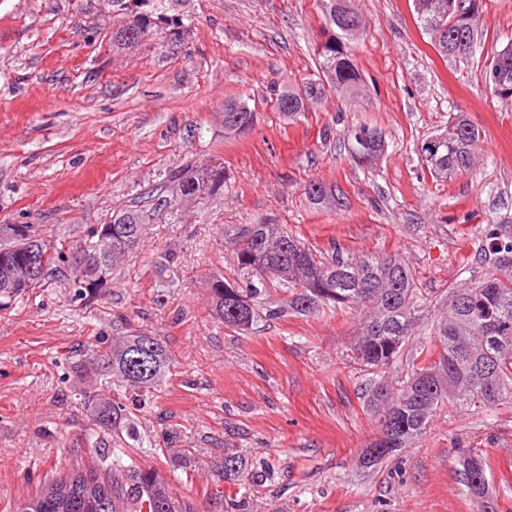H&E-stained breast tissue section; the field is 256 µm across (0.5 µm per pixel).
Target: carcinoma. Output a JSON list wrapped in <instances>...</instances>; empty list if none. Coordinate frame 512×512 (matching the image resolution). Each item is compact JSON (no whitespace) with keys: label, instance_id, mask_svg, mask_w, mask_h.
Instances as JSON below:
<instances>
[{"label":"carcinoma","instance_id":"carcinoma-1","mask_svg":"<svg viewBox=\"0 0 512 512\" xmlns=\"http://www.w3.org/2000/svg\"><path fill=\"white\" fill-rule=\"evenodd\" d=\"M179 0H113L117 6H131L128 22L115 33L118 45L138 46L165 20V2ZM484 0H473V15L462 18L448 28L446 39L474 25L479 35V19ZM318 62L323 80L307 81L297 89L275 94V105L292 118L306 112L308 101L320 97L330 87L349 95L363 83L358 66L343 47L332 38L324 43ZM485 81L498 99L512 101V43L493 56L486 68ZM257 115L245 102L230 98L224 101V130L243 135L255 125ZM477 133L461 116L455 117L444 131L426 166L431 175L443 178L468 171L473 164L471 148ZM385 142L362 144L350 137L349 154L360 166L373 164L384 152ZM168 181L179 188L182 199L192 200L201 194L212 197L224 192L227 175L222 167L201 166L192 173L174 168ZM310 199L322 204L335 198L336 190L322 185L307 186ZM112 228L129 236V247L118 260L97 255L94 246L100 228L90 231L89 240L72 256L63 246L50 240L32 224L19 225V233L0 241V250L12 251L10 261L26 257L31 250L44 257L41 280L60 275L74 282H87L93 288L105 280L110 270L123 264L146 237L142 213L126 209L112 214ZM235 247L234 274L227 279L214 275L208 288L218 317L224 326L236 331L256 329L259 322L287 313L309 316L327 306H342L360 316L362 332L350 346V362L384 372L397 360L405 342L419 321L417 313L424 306L411 270L396 256L386 253L362 254L357 257L333 252L321 257L288 233L284 224L260 221L237 229L232 235ZM7 265L0 264V304L26 294L29 289L4 287ZM271 289L288 294L285 306L271 308L266 296ZM430 344L425 356L412 362L399 385L383 380L374 382L367 394L366 410L376 421L384 439L376 440L362 453L367 468L394 456L401 448L421 438L429 430L438 410L451 407L489 411L512 404V274L488 273L473 285L452 292L448 313L432 324ZM144 346L149 350L151 370L135 376L128 368L127 355ZM174 359L160 336L136 329L126 336L92 345L83 358L73 365V378L79 384L80 402L86 412L84 440L96 452L99 464L70 465L47 480L35 495L20 504L17 512H71L62 490L71 479L100 481L97 495L105 497L108 512H120L119 505L129 501L133 512H197L189 500L173 497L166 481L151 470H136L125 464L129 451L122 446L125 437H133L130 411L123 397L105 393L119 387L131 402L144 403L157 382L170 372ZM460 475L466 491L476 497H488L487 460L473 448L460 449ZM223 475L233 480L244 470L243 458L224 452Z\"/></svg>","mask_w":512,"mask_h":512}]
</instances>
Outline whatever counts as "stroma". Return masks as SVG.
<instances>
[{"mask_svg": "<svg viewBox=\"0 0 512 512\" xmlns=\"http://www.w3.org/2000/svg\"><path fill=\"white\" fill-rule=\"evenodd\" d=\"M364 29L346 45L363 75L356 97L328 94L291 119L270 86L296 88L318 73L329 33L321 0H187L181 42L160 28L138 47L114 34L127 22L112 0H0V224H32L83 246L113 212H149L147 237L102 288L81 298L50 281L0 307V512H14L41 481L89 462L84 410L71 367L100 338L146 329L163 336L174 366L132 420L144 439L190 449L182 468L158 451L133 457L169 482L174 497L215 512L225 449L242 474L246 512H487L461 484L457 451L486 453L489 495L512 512V404L491 412L443 408L427 434L373 468L359 456L377 435L364 396L374 374L350 364L358 335L350 309L286 314L242 333L216 316L213 275L232 276L225 232L261 221L286 225L310 248L394 254L425 300L398 369H407L456 288L498 272L490 238L512 232V105L485 82L512 42V0H485L471 57L439 55L413 0H354ZM257 113L250 133L226 136L224 102ZM479 130L475 166L430 175L424 139L456 114ZM380 128L387 148L355 165L347 130ZM223 166V194L178 204L179 220L153 212L171 197L170 168ZM343 203L314 204L309 182ZM171 251L167 270L157 256Z\"/></svg>", "mask_w": 512, "mask_h": 512, "instance_id": "1", "label": "stroma"}]
</instances>
